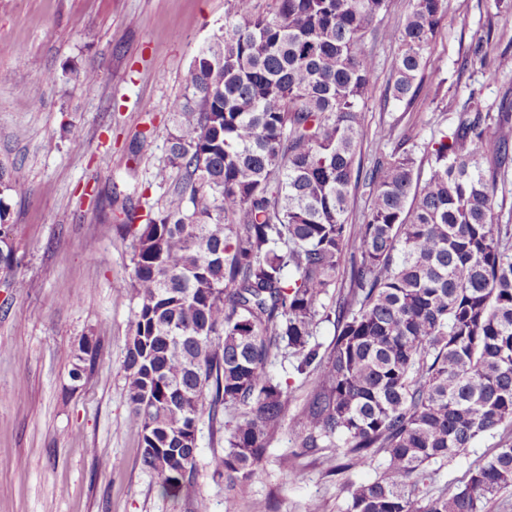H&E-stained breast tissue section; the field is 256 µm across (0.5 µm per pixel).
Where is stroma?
<instances>
[{
    "label": "stroma",
    "instance_id": "stroma-1",
    "mask_svg": "<svg viewBox=\"0 0 512 512\" xmlns=\"http://www.w3.org/2000/svg\"><path fill=\"white\" fill-rule=\"evenodd\" d=\"M235 0H0V163L30 194L9 196L24 285L0 276V512H346L350 487L373 481L384 456L336 469L332 448H300L295 416L309 385L291 359L269 370L293 396L259 475L229 490L211 459L223 439L200 423L192 477L174 494L140 461L121 368L137 307L122 205L140 197L162 208L172 184L155 179L174 131L169 104L183 91L199 47L233 13ZM432 43L439 71L414 107L374 94L364 107L361 156L379 137L425 157L435 131L456 125L470 98L497 112L512 101V65L489 71L469 57L471 36L492 28L484 50L512 49V9L488 0H447ZM52 80H45L44 72ZM96 75L85 84L84 72ZM81 138H73L72 129ZM98 342L84 385L70 378L83 340ZM502 429L417 486L422 503L454 493L468 470L500 443ZM292 460V471L281 466Z\"/></svg>",
    "mask_w": 512,
    "mask_h": 512
}]
</instances>
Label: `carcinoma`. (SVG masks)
<instances>
[{
	"mask_svg": "<svg viewBox=\"0 0 512 512\" xmlns=\"http://www.w3.org/2000/svg\"><path fill=\"white\" fill-rule=\"evenodd\" d=\"M388 0H236L170 104L174 200L122 208L138 307L123 369L142 465L164 489L193 472L207 418L224 434L215 471L233 486L261 469L292 395L267 366L288 350L311 389L296 423L303 448L334 443L345 462L378 453L381 475L350 492L348 512H484L512 488V443L470 469L458 491L422 506L424 467L512 426V226L494 184L512 161L472 100L430 142L358 159L363 108L376 88L364 39L398 44L384 99L412 106L434 83L430 44L447 0H412L379 30ZM493 166L485 167L488 159ZM371 206L348 223L351 192ZM30 187L0 163V271L17 265L2 194ZM331 321L328 350L311 343ZM241 409L234 422L224 409Z\"/></svg>",
	"mask_w": 512,
	"mask_h": 512,
	"instance_id": "obj_1",
	"label": "carcinoma"
}]
</instances>
